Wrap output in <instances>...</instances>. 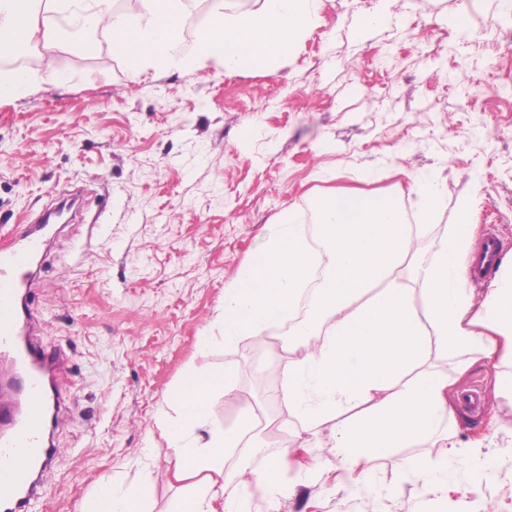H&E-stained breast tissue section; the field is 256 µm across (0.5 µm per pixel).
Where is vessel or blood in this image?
<instances>
[{"label":"vessel or blood","instance_id":"b4317fda","mask_svg":"<svg viewBox=\"0 0 512 512\" xmlns=\"http://www.w3.org/2000/svg\"><path fill=\"white\" fill-rule=\"evenodd\" d=\"M49 222L45 216L0 234V355L23 368L18 379L21 394L57 403L67 388L61 383L48 386L47 378L64 360V352L49 355L38 342L17 341L18 327L28 317L20 297L30 289L32 266L46 249ZM54 456L43 431L31 425L28 408L0 401V512H27L33 498L46 495L36 477Z\"/></svg>","mask_w":512,"mask_h":512}]
</instances>
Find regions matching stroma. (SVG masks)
<instances>
[{"label": "stroma", "instance_id": "35a3bbf8", "mask_svg": "<svg viewBox=\"0 0 512 512\" xmlns=\"http://www.w3.org/2000/svg\"><path fill=\"white\" fill-rule=\"evenodd\" d=\"M468 35L450 26L458 15ZM320 24L275 72L232 76L209 65L131 80L127 65L43 49L73 73L70 86L0 100V231L23 224L67 191H88L82 224L52 228L27 303L35 339L62 349L70 386L52 426L57 449L46 497L31 512H76L104 482H147L150 512H171L174 475L156 414L192 366L231 363L230 395L213 397L226 428L263 406L267 443L225 467L254 470L294 452L276 503L239 482L250 512H512V364L433 361L445 374L448 430L459 447L426 437L374 458L366 473L324 451L329 428L308 429L278 402L274 365L293 354L285 332L199 338L224 287L272 235L280 216L308 222L317 197L339 188L395 192L420 211L424 177L442 202L429 226L444 232L469 207L476 240L512 251V10L504 0H321ZM252 131L243 140V127ZM454 477L426 491L429 470Z\"/></svg>", "mask_w": 512, "mask_h": 512}]
</instances>
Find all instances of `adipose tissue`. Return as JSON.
I'll use <instances>...</instances> for the list:
<instances>
[{"instance_id":"ef3b65f1","label":"adipose tissue","mask_w":512,"mask_h":512,"mask_svg":"<svg viewBox=\"0 0 512 512\" xmlns=\"http://www.w3.org/2000/svg\"><path fill=\"white\" fill-rule=\"evenodd\" d=\"M186 0H0V57L36 46L66 47L77 40L87 55L109 49L132 75L195 72L207 64L225 74L244 68L275 72L319 21L318 0H262L241 8L238 0H211L209 17L191 52L180 49ZM112 40L102 44L103 23ZM72 74L58 67L41 73L0 70V98L15 99L48 84L67 86ZM316 240H308L294 214L283 215L276 232L241 266L224 290L216 326L224 342L256 338L279 327L299 354L282 376L281 398L308 427L329 424V446L361 466L391 449L440 432L448 418V379L431 361L451 354L512 360V272L476 299L464 280L475 227L461 210L447 236L412 275L414 292L402 280L412 236L401 202L391 194L346 189L317 198ZM234 366L187 369L174 392L178 419L160 428L177 478L186 480L173 512H247L242 499L224 496V457L256 413L238 427L212 421V395L229 388ZM365 404L350 421L331 423L336 408ZM80 512H148L145 487L102 484L84 498Z\"/></svg>"}]
</instances>
